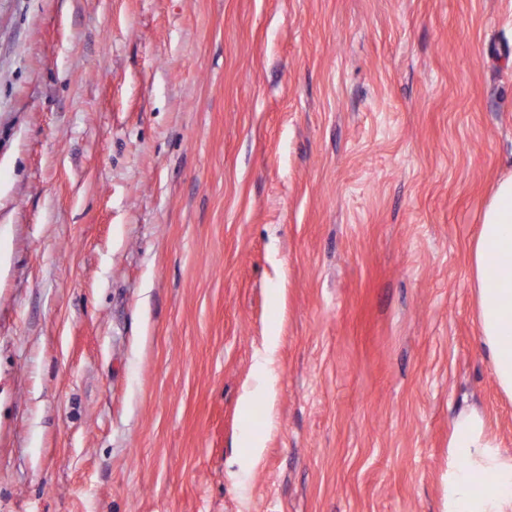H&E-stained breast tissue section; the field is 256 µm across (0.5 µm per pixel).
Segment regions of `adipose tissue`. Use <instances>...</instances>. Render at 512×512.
Returning a JSON list of instances; mask_svg holds the SVG:
<instances>
[{
	"label": "adipose tissue",
	"instance_id": "obj_1",
	"mask_svg": "<svg viewBox=\"0 0 512 512\" xmlns=\"http://www.w3.org/2000/svg\"><path fill=\"white\" fill-rule=\"evenodd\" d=\"M512 172L496 183L470 247L480 344L501 392L512 399ZM445 512H512V451L489 432L484 412L470 408L453 421L448 441Z\"/></svg>",
	"mask_w": 512,
	"mask_h": 512
}]
</instances>
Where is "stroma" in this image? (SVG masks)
<instances>
[{"label":"stroma","mask_w":512,"mask_h":512,"mask_svg":"<svg viewBox=\"0 0 512 512\" xmlns=\"http://www.w3.org/2000/svg\"><path fill=\"white\" fill-rule=\"evenodd\" d=\"M511 161L512 0H0V512H444Z\"/></svg>","instance_id":"35a3bbf8"}]
</instances>
